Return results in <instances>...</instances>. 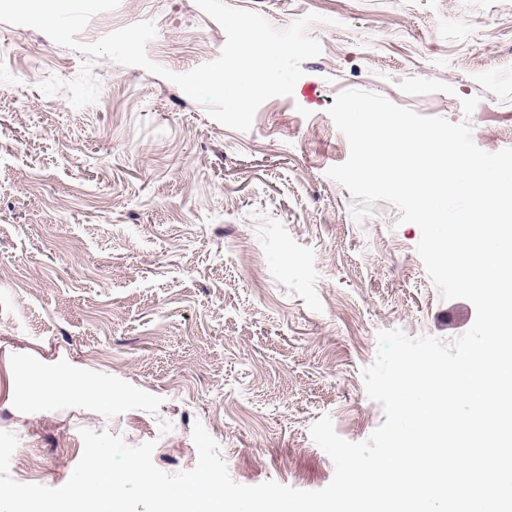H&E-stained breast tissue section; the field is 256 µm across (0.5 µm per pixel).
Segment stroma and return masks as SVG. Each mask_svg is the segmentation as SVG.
<instances>
[{"mask_svg":"<svg viewBox=\"0 0 512 512\" xmlns=\"http://www.w3.org/2000/svg\"><path fill=\"white\" fill-rule=\"evenodd\" d=\"M225 2L279 30L328 18L307 30L322 53L293 96L264 102L246 131L105 57L95 104L46 96L40 83L74 80L83 54L0 21V431L18 438L17 482L63 486L84 429L154 442L159 469L188 471L199 423L235 482L322 489L335 467L313 423L330 415L362 442L385 420L362 378L378 332L452 339L475 320L468 300L441 298L394 206L354 220L326 174L349 156L327 109L342 90L375 92L470 121L485 152L512 148V0ZM144 20L148 57L176 73L226 42L195 0H120L77 39ZM35 371L104 382L112 400L21 399Z\"/></svg>","mask_w":512,"mask_h":512,"instance_id":"35a3bbf8","label":"stroma"}]
</instances>
